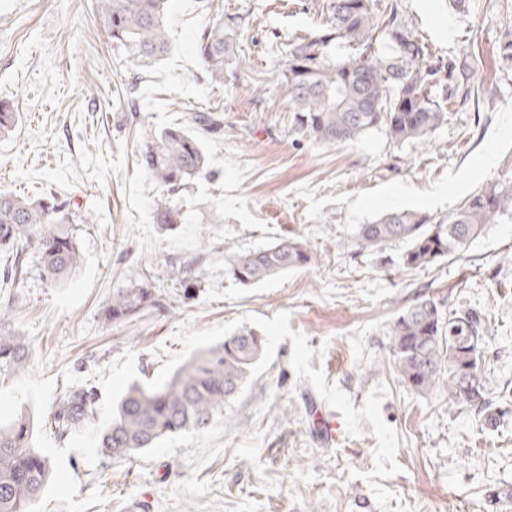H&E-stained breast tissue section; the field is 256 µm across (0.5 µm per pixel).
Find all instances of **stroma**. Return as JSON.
Instances as JSON below:
<instances>
[{"instance_id":"35a3bbf8","label":"stroma","mask_w":512,"mask_h":512,"mask_svg":"<svg viewBox=\"0 0 512 512\" xmlns=\"http://www.w3.org/2000/svg\"><path fill=\"white\" fill-rule=\"evenodd\" d=\"M394 1L433 57L455 72L448 120L423 146L396 143L381 127L337 146L294 130L286 91L269 86L279 79L286 44L324 24L322 0H197L194 11L204 17H245L249 64L210 85L206 101L166 92L155 98L185 121L221 111L217 155L248 165L238 192L268 229L243 228L201 203L200 249L143 254L130 235L123 184L137 165L138 130L157 118L139 98L148 75L113 50L96 0H0V100L16 114L13 131L0 136V190L65 204L83 257L58 287L33 260L20 279L0 281V310L31 345L27 370L0 377V421L23 411L46 416L72 385L99 395L93 426L64 440L40 431L54 478L34 512H379L363 478L377 444L371 424L362 422V436L323 442L311 410L319 395L297 378L288 340L228 418L225 451L197 474L211 483L207 494L184 496L177 508L166 503L192 474L186 447L148 463L112 460L97 447L123 392L157 375L154 349L164 343L180 351L171 335L183 320L205 330L243 314L280 312L309 347L323 348L312 368L348 393L354 408L376 385H389L382 416L398 433L401 471L382 485L399 503L416 512H512V413L414 393L398 377L388 336L418 299L478 312L488 336L480 364L487 388L495 399L512 390V219L488 225L461 256L420 269L403 267L401 244L373 254L353 245L359 225L384 212L448 216L512 169V61L501 52L512 39V0ZM82 144L93 154L125 147L124 174L102 184L87 179ZM86 215L91 223H83ZM282 237L305 242L314 263L250 286L225 274V248L252 250ZM134 267L149 276L159 305L109 324L103 306ZM186 268L198 277L189 290ZM353 470L358 478H350ZM493 491L500 500H490Z\"/></svg>"}]
</instances>
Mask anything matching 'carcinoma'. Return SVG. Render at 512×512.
<instances>
[{"mask_svg": "<svg viewBox=\"0 0 512 512\" xmlns=\"http://www.w3.org/2000/svg\"><path fill=\"white\" fill-rule=\"evenodd\" d=\"M166 0H98L97 14L112 48L135 68L165 56L169 43L164 24ZM323 28L288 43L281 84L288 92L293 124L305 136L327 145L352 141L378 127L397 143L424 144L447 120L448 89L442 85L454 72L427 60L428 46L400 16L398 6L381 12L375 0H324ZM245 20L219 15L202 28L198 41L200 66L214 83L224 72L241 68L239 39ZM339 42L352 53L329 54ZM195 130L206 136L221 128L220 117L203 113ZM137 164L161 191L154 222L164 228L181 223L183 213L169 197L186 182L210 174L200 143L181 127L140 132ZM512 215V173H505L466 197L456 212L432 218L409 210L385 212L358 227L359 252L379 251L402 241L401 262L427 267L459 255L486 227ZM72 214L53 196H20L0 190V254L3 273L19 277L26 254L38 253L45 279H68L80 265V241ZM314 253L299 240L282 239L262 249L225 251V270L243 285L255 284L314 262ZM147 275L136 273L127 287L112 294L103 311L112 324L124 323L156 307ZM0 372L25 369L28 342L2 321ZM392 362L402 382L420 395L444 391L455 404L479 411L493 407L480 357L487 336L475 316L444 314L431 299L408 306L390 332ZM265 339L249 329L193 356L159 390L130 385L118 401L112 421L98 435V447L113 458L130 457L157 440L201 430L224 404L237 396L249 371L262 355ZM99 396L92 387L64 390L45 426L59 439L95 419ZM34 419L19 415L0 422V512H31L52 479L49 459L36 448Z\"/></svg>", "mask_w": 512, "mask_h": 512, "instance_id": "1", "label": "carcinoma"}]
</instances>
